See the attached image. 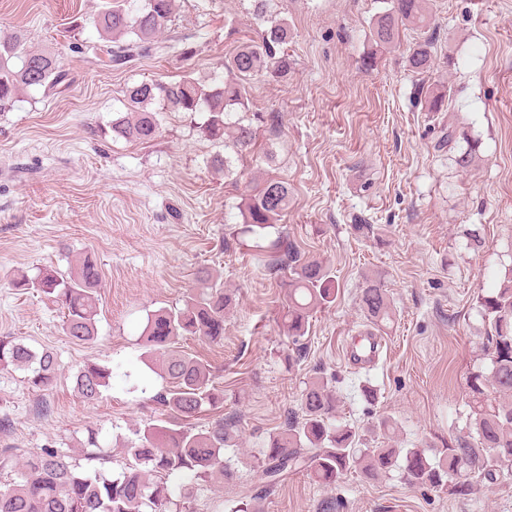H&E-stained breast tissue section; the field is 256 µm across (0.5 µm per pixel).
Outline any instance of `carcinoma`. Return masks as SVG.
Here are the masks:
<instances>
[{"label":"carcinoma","mask_w":512,"mask_h":512,"mask_svg":"<svg viewBox=\"0 0 512 512\" xmlns=\"http://www.w3.org/2000/svg\"><path fill=\"white\" fill-rule=\"evenodd\" d=\"M426 0H386L374 18L371 36L380 45L399 37V27L408 22L429 24ZM252 17L260 22L259 40L246 43L224 60V77L205 84L184 75L178 80H150L130 87L125 95L126 112L112 120V135L129 142L155 139L159 112L207 114L198 126L202 137L219 143L236 155L249 151L254 132L251 124L234 112L249 111L247 81L264 73L273 78L288 75L286 47L292 36L288 22L273 17L271 0H252ZM174 10V0H143L135 8L125 0L93 20L102 43L90 46L97 60L122 64L134 54L154 49ZM28 36L18 30L0 37V113L11 111L20 92L29 88L50 96L67 84L68 72L52 54L27 45ZM427 46H417L410 65L421 73L431 68ZM466 146L459 147V140ZM437 148L448 149L460 170L469 169L478 158V141L455 129L441 132ZM288 183L268 177L256 192L242 199L245 232L258 234L273 227L288 210ZM288 336L294 345L309 330V317L336 299L331 271L317 260L288 248ZM99 271L89 258L74 273L64 274L44 267L33 277L23 276L14 287L41 292L54 298L63 310L62 330L78 342L97 337ZM198 289L182 304L163 306L147 314L143 336L149 354L156 360L158 375L166 386L156 400L168 413L163 425L135 431L124 444L125 467L109 479L100 470L89 471L73 464L57 450L44 447L22 461L20 480L0 489V512H189L195 486L224 480L231 472L224 466V448L235 440L233 426L220 415L208 427L191 423L206 411L224 407V393L214 385L211 365L179 345L186 336L211 343L224 340V314L232 298L224 282L209 271L197 276ZM484 322V370L470 374L468 431L437 450L435 458L424 451L382 448L395 423L388 417L366 428L336 423V397L329 381L318 378L306 384L300 413L288 419V429L269 438L263 475L272 489L291 473L307 471L323 484H334L347 472L361 471L378 477L396 468L413 487H426L452 497H467L480 481L512 478V268L498 288L478 298ZM359 304L370 324L380 327L391 320L390 299L379 279H365ZM25 373L29 386L47 391L53 384L57 361L53 352L33 350L21 339L0 336V368ZM112 372L97 362H88L76 375L78 393L93 401L110 383ZM188 474L193 483L173 497L167 479Z\"/></svg>","instance_id":"1"}]
</instances>
